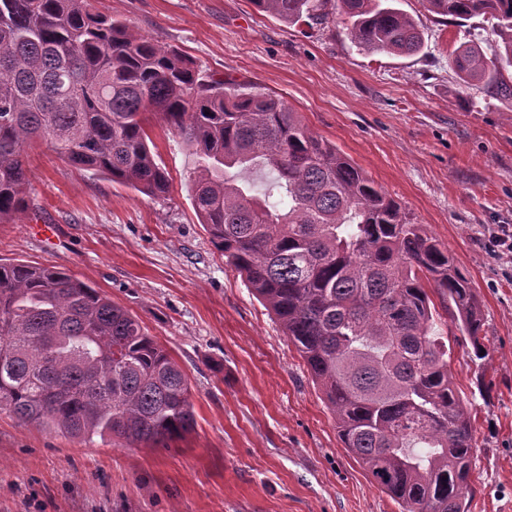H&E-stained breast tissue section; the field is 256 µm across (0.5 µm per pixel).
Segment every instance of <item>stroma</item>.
Wrapping results in <instances>:
<instances>
[{
  "mask_svg": "<svg viewBox=\"0 0 512 512\" xmlns=\"http://www.w3.org/2000/svg\"><path fill=\"white\" fill-rule=\"evenodd\" d=\"M418 22L415 55L358 51L341 17L287 25L251 0H92L94 12L191 59L204 78L251 83L398 200L470 279L488 356L454 347L474 430L468 512H512V112L459 87L448 54L496 36L483 17ZM169 175L149 197L27 150L29 208L0 223V258L67 270L136 315L181 366L195 425L166 448L78 439L0 414V512H400L345 451L295 345L226 265L193 203L196 157L161 115L146 125ZM33 224L53 226L45 237Z\"/></svg>",
  "mask_w": 512,
  "mask_h": 512,
  "instance_id": "obj_1",
  "label": "stroma"
}]
</instances>
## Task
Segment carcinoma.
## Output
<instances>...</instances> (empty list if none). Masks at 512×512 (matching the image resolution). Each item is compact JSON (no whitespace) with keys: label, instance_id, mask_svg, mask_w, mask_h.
<instances>
[{"label":"carcinoma","instance_id":"cac0c4a2","mask_svg":"<svg viewBox=\"0 0 512 512\" xmlns=\"http://www.w3.org/2000/svg\"><path fill=\"white\" fill-rule=\"evenodd\" d=\"M286 24L337 12L360 51L424 45L398 0H251ZM482 16L500 42L449 54L464 86L512 103V0H424ZM156 112L197 156L200 224L297 347L343 448L401 512H467L474 435L448 369L455 342L483 360L484 319L448 250L281 98L206 80L174 48L90 0H0V223L27 207L26 148L160 197ZM272 181L257 192L250 175ZM437 296L454 330L437 327ZM77 439L168 447L194 425L188 377L137 317L56 267L0 258V412Z\"/></svg>","mask_w":512,"mask_h":512}]
</instances>
